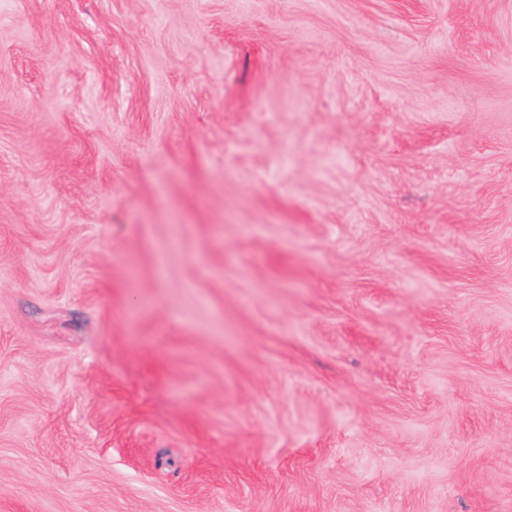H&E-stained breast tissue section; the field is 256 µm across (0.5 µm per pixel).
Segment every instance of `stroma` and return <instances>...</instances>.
I'll list each match as a JSON object with an SVG mask.
<instances>
[{
  "instance_id": "1",
  "label": "stroma",
  "mask_w": 512,
  "mask_h": 512,
  "mask_svg": "<svg viewBox=\"0 0 512 512\" xmlns=\"http://www.w3.org/2000/svg\"><path fill=\"white\" fill-rule=\"evenodd\" d=\"M0 512H512V0H0Z\"/></svg>"
}]
</instances>
